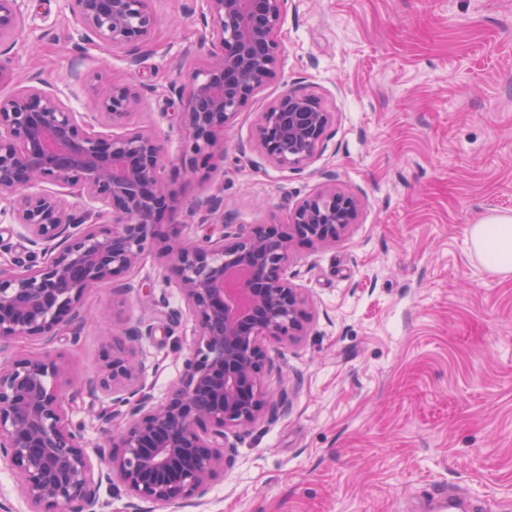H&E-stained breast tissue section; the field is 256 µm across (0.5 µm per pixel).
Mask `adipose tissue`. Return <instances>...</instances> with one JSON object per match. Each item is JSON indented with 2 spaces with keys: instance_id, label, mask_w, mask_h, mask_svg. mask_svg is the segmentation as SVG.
<instances>
[{
  "instance_id": "1",
  "label": "adipose tissue",
  "mask_w": 512,
  "mask_h": 512,
  "mask_svg": "<svg viewBox=\"0 0 512 512\" xmlns=\"http://www.w3.org/2000/svg\"><path fill=\"white\" fill-rule=\"evenodd\" d=\"M469 244L489 270L512 273V216H493L471 225Z\"/></svg>"
}]
</instances>
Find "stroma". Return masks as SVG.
Masks as SVG:
<instances>
[{"instance_id":"1","label":"stroma","mask_w":512,"mask_h":512,"mask_svg":"<svg viewBox=\"0 0 512 512\" xmlns=\"http://www.w3.org/2000/svg\"><path fill=\"white\" fill-rule=\"evenodd\" d=\"M151 6L157 25L134 68L122 49L77 53L65 0H31L7 52L19 78L39 74L77 112L96 73L153 85L130 123L162 140L164 178L185 204L218 192L235 223L281 225L331 173L361 210L336 243L296 245L288 264L314 318L300 343L266 344L265 384L287 410L231 437L205 501L141 512H435L442 484L512 512V275L468 245L471 225L512 216V0H288L275 79L225 131L223 160L196 172L179 163L168 87L196 63L185 50L201 41L200 2ZM287 88L334 114L302 168L252 148L258 112ZM167 272L155 249L130 291L107 282L85 296L80 336L51 346L74 386L118 340L143 357L146 392L166 396L196 340ZM109 400L100 389L71 405L88 450Z\"/></svg>"}]
</instances>
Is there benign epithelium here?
I'll return each mask as SVG.
<instances>
[{
  "mask_svg": "<svg viewBox=\"0 0 512 512\" xmlns=\"http://www.w3.org/2000/svg\"><path fill=\"white\" fill-rule=\"evenodd\" d=\"M76 48L148 45L156 26L150 0H67ZM206 61L169 90L182 103V165L194 172L224 157V130L277 73L288 0H201ZM27 0H0V41L18 35ZM33 74L0 95V200L21 226L28 259L0 265V343L77 337L88 320L84 296L137 271L157 240V224L179 202L163 178L164 148L129 124L154 87L90 84L89 111L76 112L37 85ZM333 122L320 98L287 90L258 113L255 145L277 167H300L323 147ZM56 190H49L45 185ZM71 197L94 203L73 209ZM359 198L326 185L298 202L282 231L224 217V198L190 203L217 237L193 239L172 227L165 251L196 341L163 401L143 392L144 361L121 343L103 354L99 387L116 397L97 413L103 447L94 464L84 428L69 416L72 384L48 351L0 362V465L17 479L28 512H99L103 482H119L140 502L201 500L224 472L228 435L250 430L273 399L264 342L297 341L311 312L288 280L294 240L336 242L356 223Z\"/></svg>",
  "mask_w": 512,
  "mask_h": 512,
  "instance_id": "7a95c632",
  "label": "benign epithelium"
}]
</instances>
